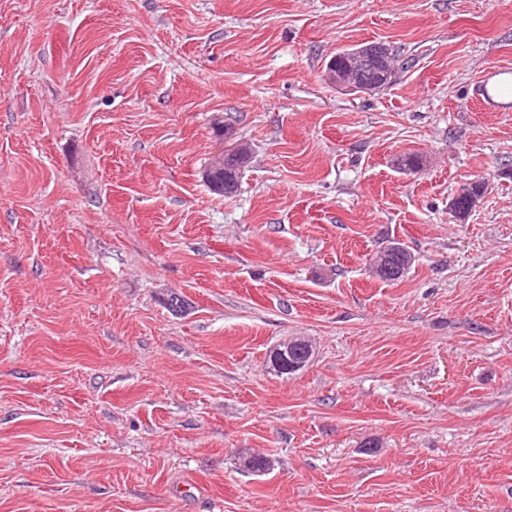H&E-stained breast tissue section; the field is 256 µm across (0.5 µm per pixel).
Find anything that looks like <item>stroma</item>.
<instances>
[{
	"instance_id": "1",
	"label": "stroma",
	"mask_w": 512,
	"mask_h": 512,
	"mask_svg": "<svg viewBox=\"0 0 512 512\" xmlns=\"http://www.w3.org/2000/svg\"><path fill=\"white\" fill-rule=\"evenodd\" d=\"M505 73L512 0H0V512H512ZM368 45L370 44L338 50L336 55L339 58L329 61L328 66L326 64V80L340 89L363 93L372 92L381 85L385 87L393 85L400 70L396 65L386 64L383 60L390 52L385 44L377 43L371 48L358 50L350 55V51ZM349 55L350 60L345 63V56ZM343 63L345 65L339 66ZM247 145L245 143H238L236 146L230 148V149H224V146H219L215 149L212 155L211 159V168H216L218 166H225L227 163L235 164V161L243 162L246 159V152H247ZM249 161L242 166H239L238 168H233L230 170V175L225 174L224 168L219 169L218 172H210L211 168L209 167V163L205 169V172L208 173V177L211 182L213 183H219L222 181L225 182V178L227 180H230L231 183L228 184L227 189L225 191L223 189L220 190H214L211 188V186L208 185V187L219 194L227 193L231 194L235 191V189L238 187L240 178L242 177V174L244 173V170L247 168ZM391 244H395L397 247L392 255V260L388 262L397 270L391 276H388L386 272H383V274H377V277L382 281L397 282L403 279L409 272L412 263L414 262V256L400 243L392 242ZM303 344H306V345H303ZM298 345L304 349V352L301 353L298 350L299 354L301 355V358H300V360H297L292 364L291 369H297V368L301 367L307 360H309L312 357L313 351H314V347H313L312 343L303 338L292 336V337H287V338L283 339L274 348V350L271 354V359H272V363H273L274 367H280L279 358L281 356H285V354L289 350H291V351L296 350V347Z\"/></svg>"
}]
</instances>
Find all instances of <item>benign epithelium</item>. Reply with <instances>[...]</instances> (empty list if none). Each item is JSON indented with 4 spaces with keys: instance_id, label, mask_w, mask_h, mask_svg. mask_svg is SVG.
Segmentation results:
<instances>
[{
    "instance_id": "7a95c632",
    "label": "benign epithelium",
    "mask_w": 512,
    "mask_h": 512,
    "mask_svg": "<svg viewBox=\"0 0 512 512\" xmlns=\"http://www.w3.org/2000/svg\"><path fill=\"white\" fill-rule=\"evenodd\" d=\"M387 53L388 47L383 43H377L371 48L356 51L342 66L337 65L333 59L328 63L325 78L340 89L354 92L368 93L381 85L391 86L397 80L399 68L384 61ZM246 152L247 145L244 143L230 149L219 146L213 152L211 167L242 162L246 159ZM300 344L303 345L304 352L301 353V358L292 364V368L301 367L312 357L314 347L310 341L294 336L283 339L274 348L271 354L273 365L280 366L279 358L288 351L295 350Z\"/></svg>"
}]
</instances>
